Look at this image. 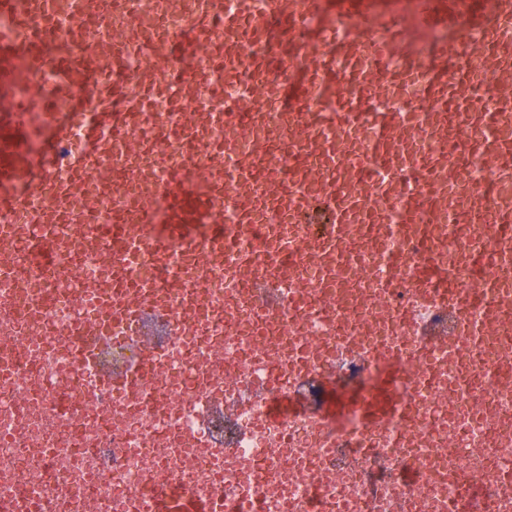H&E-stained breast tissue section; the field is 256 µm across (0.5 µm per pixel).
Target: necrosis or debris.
I'll list each match as a JSON object with an SVG mask.
<instances>
[{
  "mask_svg": "<svg viewBox=\"0 0 512 512\" xmlns=\"http://www.w3.org/2000/svg\"><path fill=\"white\" fill-rule=\"evenodd\" d=\"M509 201L512 184H496L480 224L471 222L469 204L457 201L459 235L426 225L428 250L379 299L357 277L355 227L333 293L318 288L310 264L285 299L264 288L228 290L225 254L210 253L215 276L197 294L202 316L170 296L173 320L154 324L149 311L151 328H107L94 363L80 360L77 337L96 315L94 289L108 269L91 247L65 250L58 267L46 268L38 226L20 225L14 248L23 262L15 278L0 280V350L7 358L0 372V506L147 512L160 489L175 485L208 495L213 512H242L245 487L265 512H307L312 489L337 512H442L476 485L482 492L467 495L465 512H512V395L494 383L512 374V311H502L499 331L463 339L452 358L428 348L433 381L394 368L410 425L390 420L363 428L350 420L329 446L314 414L325 380H373L378 367L368 347H420L406 323L444 336L457 329L450 310L458 297L478 310L490 304L488 286L512 289V266L492 259L512 244L496 218ZM476 239L483 262L420 300L414 268L434 255L466 257ZM304 343L319 355L299 357ZM102 363L130 376L127 392L99 384ZM275 394L297 410L282 423L263 422Z\"/></svg>",
  "mask_w": 512,
  "mask_h": 512,
  "instance_id": "1",
  "label": "necrosis or debris"
}]
</instances>
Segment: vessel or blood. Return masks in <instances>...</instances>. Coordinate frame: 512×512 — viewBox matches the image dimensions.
I'll list each match as a JSON object with an SVG mask.
<instances>
[{
    "label": "vessel or blood",
    "mask_w": 512,
    "mask_h": 512,
    "mask_svg": "<svg viewBox=\"0 0 512 512\" xmlns=\"http://www.w3.org/2000/svg\"><path fill=\"white\" fill-rule=\"evenodd\" d=\"M155 0H72L68 12L54 0H0V276L20 263L13 224L38 225L41 249L55 260L61 225L72 246H103L120 295L112 301L119 321L136 323V301L156 289L208 285L204 255L229 246L245 256L251 240L224 242V212L240 207L243 221L272 220L268 259L276 275L256 273L253 284L273 287L297 279L301 262L315 261L329 283L341 278L336 258L351 225L362 227L361 250L378 254L364 266L365 280L386 289L398 284L404 246L422 239L399 233L384 218L400 208L408 223L429 217L448 221V201H469L482 214L487 181H512V0H162L166 24L142 37L126 18ZM284 24L273 33L270 22ZM445 32L418 72L391 75L392 65L413 56L419 43ZM488 36L477 44L478 33ZM193 36L201 66L179 74L177 48ZM265 46L286 37L302 69L272 85L255 79L235 85L231 48L244 36ZM137 59L129 81L112 79L122 56ZM50 73L54 82L37 83ZM414 83L434 105L422 117L396 105L397 84ZM27 93H20V86ZM491 104L473 110L481 90ZM285 126L287 164H280L256 129L269 116ZM150 136H142L143 123ZM230 125L224 145L204 163L174 165V150L194 143L205 129ZM436 145L424 179L400 186L403 169L416 158L425 134ZM150 156L149 179L130 161ZM123 170V179L113 176ZM340 176L337 190L317 184ZM252 195L240 204L233 187ZM111 189L110 198L101 190ZM322 225V233L296 234L292 225ZM147 258L154 279L129 276L130 263ZM460 328L479 338L495 326L491 311L457 307ZM404 401L390 377L368 391L329 387L322 416L355 414L371 425L404 415ZM149 512H212L207 496L172 488L156 495Z\"/></svg>",
    "instance_id": "b4317fda"
}]
</instances>
